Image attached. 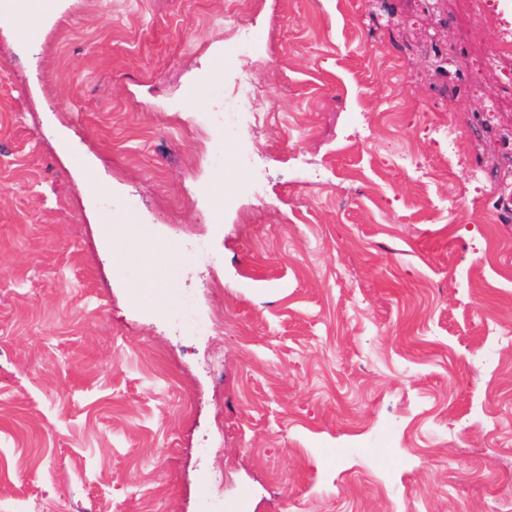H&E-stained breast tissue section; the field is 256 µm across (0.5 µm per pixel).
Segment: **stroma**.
<instances>
[{
	"instance_id": "1",
	"label": "stroma",
	"mask_w": 512,
	"mask_h": 512,
	"mask_svg": "<svg viewBox=\"0 0 512 512\" xmlns=\"http://www.w3.org/2000/svg\"><path fill=\"white\" fill-rule=\"evenodd\" d=\"M228 8L58 0L25 41L0 26V512H512L497 27L472 0H258L250 108ZM271 92L266 84L254 69V61L248 68L242 70L241 79L238 85V93L245 104L256 103L260 98Z\"/></svg>"
}]
</instances>
